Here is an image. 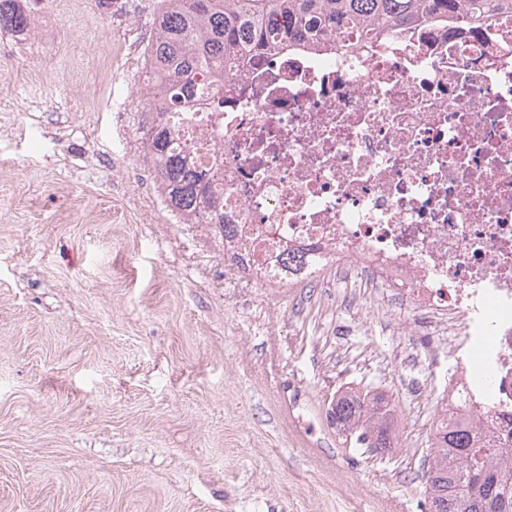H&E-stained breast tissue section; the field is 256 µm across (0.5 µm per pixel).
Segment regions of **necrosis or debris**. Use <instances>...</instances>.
<instances>
[{"label": "necrosis or debris", "mask_w": 512, "mask_h": 512, "mask_svg": "<svg viewBox=\"0 0 512 512\" xmlns=\"http://www.w3.org/2000/svg\"><path fill=\"white\" fill-rule=\"evenodd\" d=\"M512 19L343 49L278 47L183 104L187 152L224 171L225 257L280 294L325 271L447 346L438 409L512 446ZM303 252L304 265L287 254Z\"/></svg>", "instance_id": "necrosis-or-debris-1"}]
</instances>
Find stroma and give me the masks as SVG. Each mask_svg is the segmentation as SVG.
Returning <instances> with one entry per match:
<instances>
[{"label":"stroma","instance_id":"stroma-1","mask_svg":"<svg viewBox=\"0 0 512 512\" xmlns=\"http://www.w3.org/2000/svg\"><path fill=\"white\" fill-rule=\"evenodd\" d=\"M159 0H21L0 32V512H427L448 353L357 284L280 297L166 208L143 134ZM395 448L346 443L345 387ZM18 2L19 0H0V30L23 34L28 29L29 18ZM388 407L389 400L382 393L346 389L336 392L328 414L338 432L353 436L356 444L382 455L395 448L397 439V424Z\"/></svg>","mask_w":512,"mask_h":512}]
</instances>
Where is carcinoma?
<instances>
[{
	"label": "carcinoma",
	"instance_id": "obj_1",
	"mask_svg": "<svg viewBox=\"0 0 512 512\" xmlns=\"http://www.w3.org/2000/svg\"><path fill=\"white\" fill-rule=\"evenodd\" d=\"M512 15V0H161L155 35L145 50V81L156 114L182 111L193 93L217 95L223 111L224 81L247 56L281 43L335 48L344 42L421 28L430 19L466 30ZM30 25L19 0H0V30L22 34ZM179 126L152 125L144 151L159 188L183 224L224 223V172L189 164L180 147ZM328 414L338 432L372 453L395 447L397 424L382 393L336 392ZM431 463L422 476L429 512H512V447L480 441L445 419L434 422Z\"/></svg>",
	"mask_w": 512,
	"mask_h": 512
}]
</instances>
